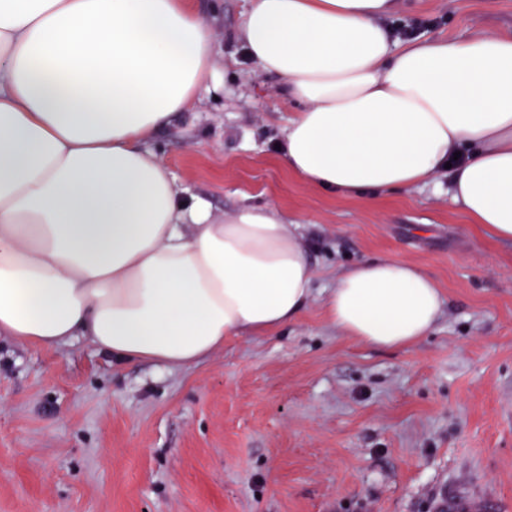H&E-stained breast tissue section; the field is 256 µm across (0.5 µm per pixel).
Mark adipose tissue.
<instances>
[{"label":"adipose tissue","instance_id":"ef3b65f1","mask_svg":"<svg viewBox=\"0 0 512 512\" xmlns=\"http://www.w3.org/2000/svg\"><path fill=\"white\" fill-rule=\"evenodd\" d=\"M398 0H251L238 30L303 108L281 160L343 196L438 186L512 244V37L392 41ZM220 85L186 0H0V337L188 366L296 320L314 270L270 207L224 218L147 144ZM456 164H449V157ZM435 278L396 256L336 279L346 336L407 348L435 327Z\"/></svg>","mask_w":512,"mask_h":512}]
</instances>
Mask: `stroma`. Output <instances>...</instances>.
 Returning a JSON list of instances; mask_svg holds the SVG:
<instances>
[{
  "label": "stroma",
  "mask_w": 512,
  "mask_h": 512,
  "mask_svg": "<svg viewBox=\"0 0 512 512\" xmlns=\"http://www.w3.org/2000/svg\"><path fill=\"white\" fill-rule=\"evenodd\" d=\"M192 5L224 88L148 147L214 214L267 205L303 225L311 297L280 333L171 371L1 336L0 512H433L459 485L512 512V244L479 236L444 188L367 202L304 184L278 150L302 106L236 37L249 0ZM414 20L427 39L512 36V0H400L384 25ZM385 254L444 293L408 348L345 336L325 309L343 268Z\"/></svg>",
  "instance_id": "1"
}]
</instances>
